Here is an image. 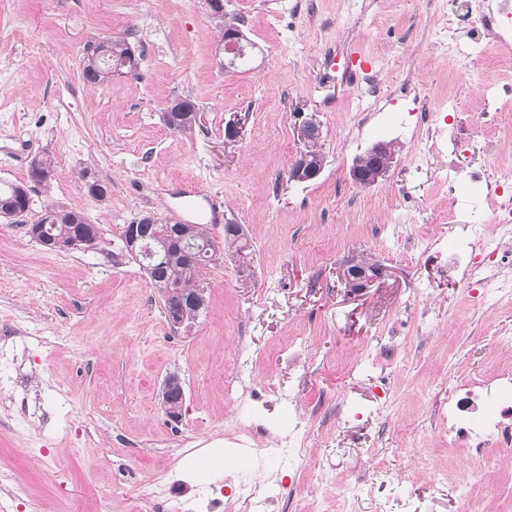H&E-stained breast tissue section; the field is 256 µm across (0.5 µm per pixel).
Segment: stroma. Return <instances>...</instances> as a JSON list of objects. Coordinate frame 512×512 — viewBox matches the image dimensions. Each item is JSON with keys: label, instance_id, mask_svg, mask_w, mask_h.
Wrapping results in <instances>:
<instances>
[{"label": "stroma", "instance_id": "35a3bbf8", "mask_svg": "<svg viewBox=\"0 0 512 512\" xmlns=\"http://www.w3.org/2000/svg\"><path fill=\"white\" fill-rule=\"evenodd\" d=\"M254 43L224 65V43L202 0H0V184L28 182L32 160L54 158L31 192L25 224L0 223V493L7 512H146L137 499L156 470L169 512L232 502L238 483L264 480L277 512H512V462L474 463L430 430L435 403L457 380L512 364L493 333L512 298L495 283L464 285L453 252L472 225L498 237L464 168L512 177V100L498 125L476 123L505 74L488 47L461 39V0H224ZM121 36L144 48L137 73L104 84L82 76L87 44ZM378 85V105L364 74ZM410 93H401L403 85ZM191 95L201 120L181 136L163 108ZM453 116L452 156L427 153L418 99ZM316 116L325 165L315 180L288 169L298 130ZM241 117L237 141L224 125ZM500 144L485 155V142ZM397 161L377 184L349 170L374 144ZM461 170L442 183L449 161ZM95 170L107 202L80 179ZM208 191L197 210L180 191ZM50 205L79 207L98 225L94 248L49 251L26 223ZM207 223L223 238L242 225L248 251L202 272L207 307L187 326L123 247L145 214ZM370 255L385 277L360 294L339 280ZM178 374L179 424L158 392ZM308 455L267 459L242 445L263 423L287 435L318 398ZM238 457L213 472L211 449ZM440 485H432L433 474ZM366 486L352 498L346 488ZM467 486L470 501L458 497Z\"/></svg>", "mask_w": 512, "mask_h": 512}]
</instances>
